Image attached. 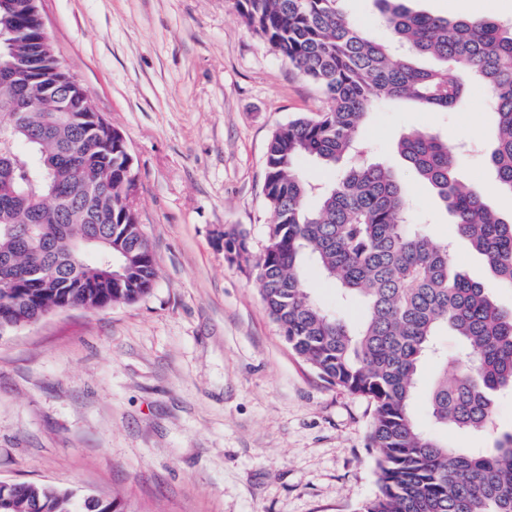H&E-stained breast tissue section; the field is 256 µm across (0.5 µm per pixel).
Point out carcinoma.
I'll use <instances>...</instances> for the list:
<instances>
[{
  "instance_id": "carcinoma-1",
  "label": "carcinoma",
  "mask_w": 512,
  "mask_h": 512,
  "mask_svg": "<svg viewBox=\"0 0 512 512\" xmlns=\"http://www.w3.org/2000/svg\"><path fill=\"white\" fill-rule=\"evenodd\" d=\"M341 0H233L248 30L266 40L298 74L321 88L327 107L280 126L267 149L264 196L273 214L259 257L247 237L224 232V257L253 271L263 302L291 349L328 383L374 404L369 434L377 450L378 494L358 512H512V431L472 453L422 430L412 405L419 371L435 353L438 331L452 329L466 365L443 373L427 398L439 425L492 428L494 397L512 390V308L453 270L448 247L407 224L404 192L389 169L363 158L360 128L383 99L405 98L434 111L455 107L466 83H483L493 99L497 137L488 164L500 191L512 195V26L491 17L457 18L414 11L408 0H378L390 40L369 38ZM24 27L0 55V324L72 308L106 309L138 301L157 278L153 249L128 203L135 180L120 176L128 160L122 134L103 120L96 129L69 121L44 96L53 85L72 110H97L76 91L53 47L40 41L31 0H0V29ZM420 55L442 67L416 66ZM38 64L24 93L36 112L16 111L3 78L11 67ZM398 150L432 187L458 232L481 255L502 288L512 289V219L496 213L477 188L457 176L458 160L435 134L404 133ZM303 157L352 165L339 179L313 184ZM316 197L318 208L307 206ZM124 280L104 275L109 237ZM314 264L347 301L364 304L352 331L318 305L307 288ZM125 512L119 500L80 498L70 489L21 482L20 512Z\"/></svg>"
}]
</instances>
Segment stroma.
<instances>
[{"label":"stroma","mask_w":512,"mask_h":512,"mask_svg":"<svg viewBox=\"0 0 512 512\" xmlns=\"http://www.w3.org/2000/svg\"><path fill=\"white\" fill-rule=\"evenodd\" d=\"M454 19L512 20V0H412ZM60 62L123 135L133 206L158 265L150 294L102 310L69 309L0 337V481L48 483L127 512H356L378 492L373 405L334 387L288 346L255 274L224 257V232L253 255L273 216L263 187L268 141L319 111L320 88L249 33L232 0H40ZM473 81L447 112L379 104L362 139L394 171L414 223L451 244L456 269L512 306L452 215L397 152L400 135H440L462 178L503 217L512 196L487 166L495 116ZM479 134L465 148L464 130ZM312 296L350 327L345 302L316 269ZM512 429V394L495 430L435 428L461 448Z\"/></svg>","instance_id":"35a3bbf8"}]
</instances>
